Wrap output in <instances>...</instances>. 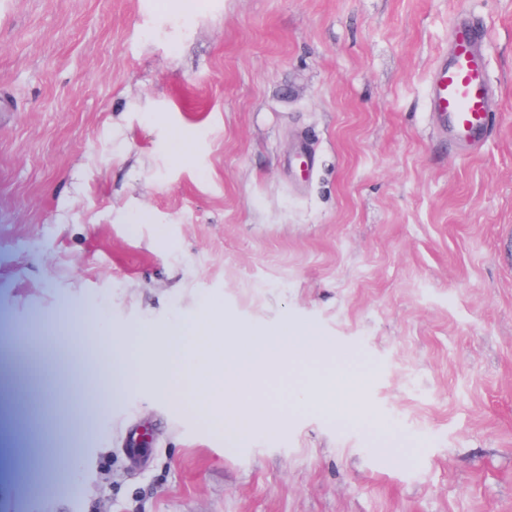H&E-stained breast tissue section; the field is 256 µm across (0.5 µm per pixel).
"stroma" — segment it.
Segmentation results:
<instances>
[{"instance_id": "stroma-1", "label": "stroma", "mask_w": 512, "mask_h": 512, "mask_svg": "<svg viewBox=\"0 0 512 512\" xmlns=\"http://www.w3.org/2000/svg\"><path fill=\"white\" fill-rule=\"evenodd\" d=\"M461 13L495 118L465 153L427 107ZM209 310L326 346L254 382L285 423L97 413L53 345L0 377V512H512V0H0L10 350ZM339 367L360 425L314 398Z\"/></svg>"}]
</instances>
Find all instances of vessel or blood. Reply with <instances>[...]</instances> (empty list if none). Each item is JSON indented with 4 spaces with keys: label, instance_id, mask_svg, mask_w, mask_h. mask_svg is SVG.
<instances>
[{
    "label": "vessel or blood",
    "instance_id": "obj_1",
    "mask_svg": "<svg viewBox=\"0 0 512 512\" xmlns=\"http://www.w3.org/2000/svg\"><path fill=\"white\" fill-rule=\"evenodd\" d=\"M485 47L484 28L459 20L451 31L447 53L431 72L428 107L439 115L443 132L456 144L477 143L491 127L492 87Z\"/></svg>",
    "mask_w": 512,
    "mask_h": 512
}]
</instances>
